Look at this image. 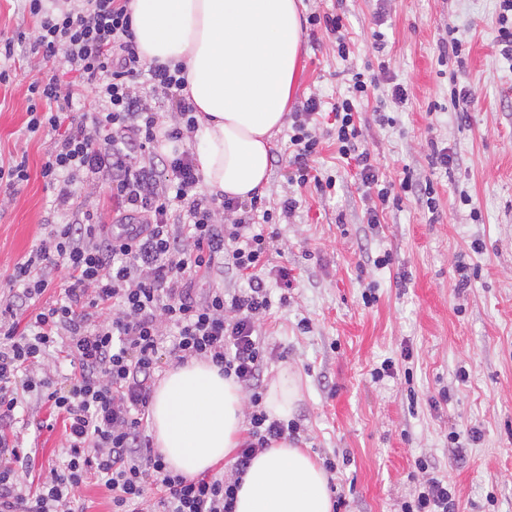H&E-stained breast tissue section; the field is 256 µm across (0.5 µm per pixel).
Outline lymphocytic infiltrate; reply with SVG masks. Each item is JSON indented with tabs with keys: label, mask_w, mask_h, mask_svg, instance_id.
<instances>
[{
	"label": "lymphocytic infiltrate",
	"mask_w": 512,
	"mask_h": 512,
	"mask_svg": "<svg viewBox=\"0 0 512 512\" xmlns=\"http://www.w3.org/2000/svg\"><path fill=\"white\" fill-rule=\"evenodd\" d=\"M37 36L0 41V58L28 48L45 80L27 88L29 132L54 135L41 177L53 192L48 237L16 262V291L0 307V512H85L78 495L88 480L112 493V512H233L237 485L255 454L272 442L296 437L299 425L270 417L262 407L266 351L258 323L274 302L259 277L276 234L254 232L256 220L291 216L298 207L286 193L275 209L260 195L217 199L206 193L186 139L197 129L186 97L182 65L148 62L132 26L131 0H24ZM66 64L72 80L54 69ZM374 77L352 76L347 95L332 110L333 139L368 192L366 221L379 224L400 192L413 189L381 179L363 143L359 107ZM94 94V113L73 109L81 89ZM168 102L163 117L153 99ZM319 99L291 114L289 183L327 194L333 176L315 173L320 141L312 122ZM108 182L121 207L112 217L75 207L76 185ZM247 280L230 290L214 274ZM209 281L197 293V281ZM58 297L40 299L51 284ZM63 351L73 373L56 387L49 363ZM177 363L211 362L248 392L246 437L229 472L187 477L174 473L154 451L145 421L162 355ZM49 403L64 427L66 459L35 494L23 493L20 470L33 459L16 424L20 392ZM401 512H455L451 486L429 478Z\"/></svg>",
	"instance_id": "lymphocytic-infiltrate-1"
}]
</instances>
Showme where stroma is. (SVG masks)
<instances>
[{"instance_id": "stroma-1", "label": "stroma", "mask_w": 512, "mask_h": 512, "mask_svg": "<svg viewBox=\"0 0 512 512\" xmlns=\"http://www.w3.org/2000/svg\"><path fill=\"white\" fill-rule=\"evenodd\" d=\"M303 16L344 13L348 56L321 27H304L298 88L288 107L321 101L315 132L324 145L314 161L336 178L331 194L296 189L299 205L278 220L277 246L260 275L276 288V271L293 275L288 302L262 321L264 384L282 368L298 376L300 425L295 447L318 464L334 463L330 487L348 500L339 512H400L432 459L434 477L454 488L458 512H512V59L497 43L499 0H301ZM388 42L379 70L370 34ZM456 34L468 52L463 72L440 61L439 46ZM369 72L376 86L361 109L364 140L387 181L411 168L430 183L435 210L412 193L401 196L378 228L365 222L366 200L327 136L331 108L352 73ZM46 71L18 57L0 84V161L26 157L30 179L0 202V297L10 294L15 263L46 238L52 193L40 175L50 136L27 132V87ZM403 85L406 103L391 100ZM471 89L468 102L452 86ZM394 119L373 122L376 106ZM454 152L450 168L433 165L434 147ZM471 196V204L460 201ZM482 251H474L473 241ZM391 262L377 267L378 255ZM469 287H458L459 265ZM374 288L376 299L362 295ZM392 362L393 372L372 371ZM478 430V441L466 434ZM459 432L453 452L450 432ZM63 428L30 431L34 458L22 472L35 490L65 458Z\"/></svg>"}]
</instances>
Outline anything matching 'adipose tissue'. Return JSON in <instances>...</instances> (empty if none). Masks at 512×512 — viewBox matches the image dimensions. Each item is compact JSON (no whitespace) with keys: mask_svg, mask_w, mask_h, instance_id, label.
Returning a JSON list of instances; mask_svg holds the SVG:
<instances>
[{"mask_svg":"<svg viewBox=\"0 0 512 512\" xmlns=\"http://www.w3.org/2000/svg\"><path fill=\"white\" fill-rule=\"evenodd\" d=\"M131 8L142 56L185 68L205 185L242 200L262 192L272 138L297 89L298 0H132ZM150 418L169 467L191 477L204 473L242 442L240 386L211 362L189 360L166 373ZM332 510L325 472L284 441L255 455L236 491L235 512Z\"/></svg>","mask_w":512,"mask_h":512,"instance_id":"adipose-tissue-1","label":"adipose tissue"}]
</instances>
